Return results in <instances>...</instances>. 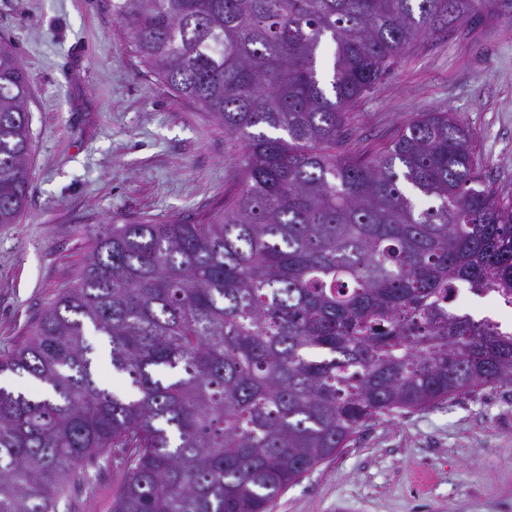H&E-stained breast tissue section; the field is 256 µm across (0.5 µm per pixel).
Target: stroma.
Here are the masks:
<instances>
[{"instance_id": "35a3bbf8", "label": "stroma", "mask_w": 512, "mask_h": 512, "mask_svg": "<svg viewBox=\"0 0 512 512\" xmlns=\"http://www.w3.org/2000/svg\"><path fill=\"white\" fill-rule=\"evenodd\" d=\"M31 89V184L0 224V351L23 345L70 285L102 225L194 220L242 177V144L175 96L134 50L112 0H0ZM460 116L482 176L512 199V22L482 19L419 42L351 109L342 148H377L416 115ZM103 470L73 512H111ZM270 512H512V386L368 423Z\"/></svg>"}]
</instances>
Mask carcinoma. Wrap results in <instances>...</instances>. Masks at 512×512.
<instances>
[{"instance_id": "1", "label": "carcinoma", "mask_w": 512, "mask_h": 512, "mask_svg": "<svg viewBox=\"0 0 512 512\" xmlns=\"http://www.w3.org/2000/svg\"><path fill=\"white\" fill-rule=\"evenodd\" d=\"M143 63L244 144L198 221L109 224L0 373V512H59L107 465L112 512H269L372 421L512 386V332L448 303L512 305V200L476 134L424 112L338 154L355 103L419 40L512 20V0H114ZM332 47L330 88L318 66ZM26 75L0 40V224L24 211ZM425 199L421 208L410 193ZM137 394L92 372L87 336ZM461 288L463 289L465 295V303L462 311L471 314L475 319H480L474 315V308L478 302L482 303L491 311L492 315L486 317L498 322L499 324H501L498 320L500 315L504 313L507 315H512V306L506 304L502 298L495 296L477 295L469 292V290L465 287ZM464 295L461 293L459 288H455L451 292L450 303L454 307H461L463 305Z\"/></svg>"}]
</instances>
